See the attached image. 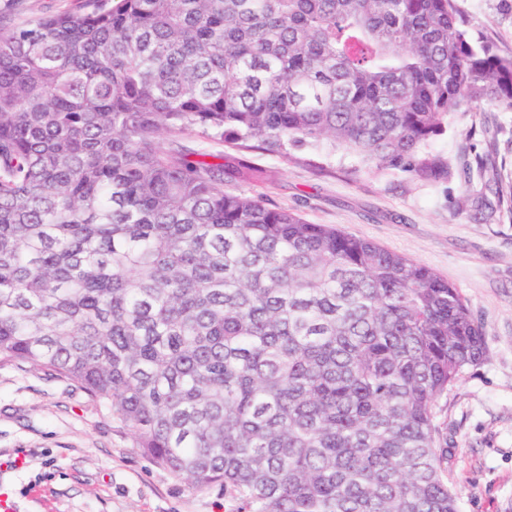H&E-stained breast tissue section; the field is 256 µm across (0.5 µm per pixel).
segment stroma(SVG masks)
I'll return each mask as SVG.
<instances>
[{"instance_id": "35a3bbf8", "label": "stroma", "mask_w": 512, "mask_h": 512, "mask_svg": "<svg viewBox=\"0 0 512 512\" xmlns=\"http://www.w3.org/2000/svg\"><path fill=\"white\" fill-rule=\"evenodd\" d=\"M82 0H0L6 22L73 11ZM475 40L512 56V0H453ZM449 176L378 169L356 152L244 153L269 180L235 184L308 223L402 254L459 288L486 355L436 408L448 436V483L461 512H512V111L468 106L429 145ZM0 494L18 512H235L224 488L188 487L149 462L129 432L78 386L25 364L0 366Z\"/></svg>"}]
</instances>
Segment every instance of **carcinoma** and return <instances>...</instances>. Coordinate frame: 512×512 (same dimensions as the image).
<instances>
[{
    "mask_svg": "<svg viewBox=\"0 0 512 512\" xmlns=\"http://www.w3.org/2000/svg\"><path fill=\"white\" fill-rule=\"evenodd\" d=\"M512 57L452 0H85L0 26V365L83 388L154 465L235 512H460L435 406L484 358L416 261L192 159L346 147L420 179Z\"/></svg>",
    "mask_w": 512,
    "mask_h": 512,
    "instance_id": "1",
    "label": "carcinoma"
}]
</instances>
